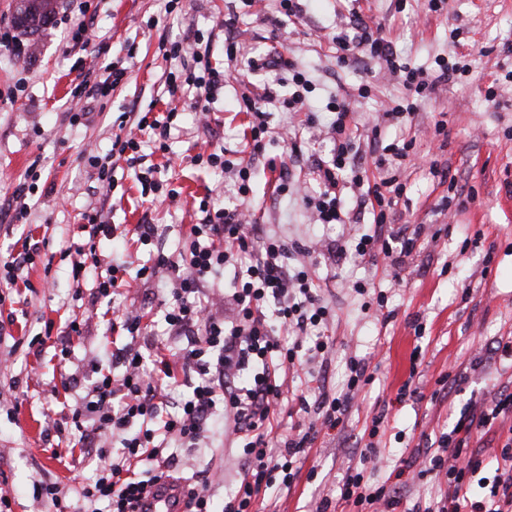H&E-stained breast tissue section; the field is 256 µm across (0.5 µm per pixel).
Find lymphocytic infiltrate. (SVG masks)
Segmentation results:
<instances>
[{"instance_id":"lymphocytic-infiltrate-1","label":"lymphocytic infiltrate","mask_w":512,"mask_h":512,"mask_svg":"<svg viewBox=\"0 0 512 512\" xmlns=\"http://www.w3.org/2000/svg\"><path fill=\"white\" fill-rule=\"evenodd\" d=\"M333 42L338 64H348L358 51L402 80L413 101L386 110L383 117L388 122L412 114L414 100L427 97L440 81L467 71L466 66H451L441 59L436 71L424 73L398 59L379 30L359 17L353 21L352 34L334 36ZM163 47L165 60L176 65L166 79L168 95L188 94L198 103L213 100L224 86V73L213 66L208 53L188 51L179 41L164 42ZM282 64V58L272 57L252 61L251 67ZM287 67L293 91L286 105L305 114L288 132L289 139L295 141L315 125L316 117L304 110L309 79L296 64ZM273 99L268 88L241 97V110L253 118L247 143L249 160L225 159L220 147L206 157L208 165L234 173L243 197L250 189L251 160L265 151L268 125L264 107ZM326 108L332 115L327 133L333 147L314 167L316 187L302 195L306 210L315 223L325 225L345 223L348 201L370 209L372 229L337 240V260L354 256L374 261L410 255L425 229L417 227L409 237L385 233L384 226L391 222L406 185L396 175L386 174L384 168L388 160L407 159L412 141L402 139L383 147L375 160L378 176H368L359 162L361 135L353 106L333 97ZM136 128V133L115 136L105 156L90 157L103 188H113V169L123 161L134 168L142 196L165 192L176 197V190H164L162 183L154 180L152 170L136 167L138 133L151 131L158 144H166L171 137V117L142 114ZM198 210L202 218L190 230L187 254L177 260L157 251L152 265L139 271L144 279L163 273L170 280L164 320L180 347L171 354L155 349L143 357L126 347L117 349L112 357L125 368L118 378L100 362L91 363L93 379L83 395L71 402L69 418L81 447L96 448L101 458L107 455L109 439L121 435L124 458L102 467L75 501L58 484L34 482V500L46 503L52 512H100L102 502L107 512H136L138 500L161 478L172 474L170 461L163 456L168 441L196 445L219 408L231 414V434L243 456L239 479L224 499L223 512H252L261 494L291 488L320 430L344 427L353 400L370 381L366 359L354 357L339 394L314 389L318 377L312 366L324 363L334 346L333 337L327 334L334 313L301 260L305 248L251 226L243 205L226 207L206 197ZM229 265L235 274L224 287V302L233 309L228 320L216 302L207 300L206 290L212 278ZM192 372L197 381L191 396L174 413L161 415L164 392L176 374ZM288 397L308 414L309 422L281 437L277 434V408ZM383 422V416L373 417L371 442L361 451L358 467L343 477L340 498L356 507H371L372 512H395L401 491L408 485L406 467L396 470L397 488L363 485L366 466L377 458L374 439ZM435 443L437 449L429 454L422 472L444 476L448 493L424 512H512V377L485 397L467 402L451 429L440 433Z\"/></svg>"}]
</instances>
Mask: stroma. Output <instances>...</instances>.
Listing matches in <instances>:
<instances>
[{
    "instance_id": "stroma-1",
    "label": "stroma",
    "mask_w": 512,
    "mask_h": 512,
    "mask_svg": "<svg viewBox=\"0 0 512 512\" xmlns=\"http://www.w3.org/2000/svg\"><path fill=\"white\" fill-rule=\"evenodd\" d=\"M299 19L288 21L278 0H188L183 8L169 10L168 0H92V18L83 40L72 32L78 19L69 0H58L57 20L46 32H18L24 57L0 52V261L10 251L21 250L25 238L48 239L53 255L51 269L35 265L29 284L5 289L0 312L16 314L0 337V394L17 403L16 414L0 411V492L11 499L12 512H45L35 502L32 483H58L69 498H76L82 484L92 482L96 461H79L72 454L74 437L65 425L63 394L54 393L60 373L84 376L91 357L106 347L146 351L151 346H171L161 312L166 297L162 281L143 280L139 269L150 264L154 246L138 243L137 224L161 225L167 253L179 251L193 224L198 223L199 201L212 196L229 202L235 194L233 173L197 162L203 142L231 151L244 150V130L249 115L239 101L247 83H275L279 102L269 105L270 132L265 153L252 162L248 205L255 223L288 239L311 246L312 270L336 316L329 327L333 350L320 371L329 393L339 392L349 357L377 352L373 381L353 405L343 432L322 431L309 449L305 474L291 489L258 502V512H307L311 502L329 499L334 512H342L338 483L359 462V439L378 412H386L382 443L392 462L367 469L372 484L387 482L393 462L424 457L425 440L452 425L447 403L433 400L439 380L450 373H465L456 395L457 405L492 391L495 369L473 371L469 363L501 336L512 334V0H444L441 10L424 9L423 0H301ZM370 25L381 27L393 50L412 65L429 70L436 57L465 54L468 75L439 83L429 97L419 100L410 119L382 124L381 115L407 92L397 79L361 59L340 67L333 36L349 32L353 13ZM233 27H223L227 18ZM210 37L211 60L226 71L224 88L209 106V123L201 125L188 98L170 100L165 78L170 64L159 50L160 39L194 41L197 34ZM243 50L227 60L226 42ZM135 58H128V45ZM278 48L285 58L304 69L311 81L308 101L318 114V124L303 134L302 154L289 168V183L313 185V168L326 158L331 143L325 134L329 97L358 99L359 85L371 87L358 108L366 127L382 124L386 141L411 138L414 151L401 167L407 197L396 207L392 231L412 234L421 224L439 229L437 240L421 238L403 259L404 282L393 279L387 261L350 258L331 267L328 248L341 238L343 225L312 223L300 196L274 190L268 159H288L291 146L278 132L294 121V113L281 105L292 91L288 71L251 75L249 58ZM128 64V81L107 103L88 100V121L70 126L65 118L70 92L84 75H98L104 61ZM498 82L496 98H488L491 82ZM174 111V130L168 151L151 142L141 148L143 166L154 167V177L178 192L173 200L145 202L141 186L125 162L112 172L116 187L105 193L93 176L87 159L106 155L121 126L134 129L137 113ZM446 121L448 142L434 135L438 121ZM40 161L54 191L31 209L23 231L6 233L12 195L26 178L33 161ZM438 164L449 171L457 187L473 191L465 211L452 214L444 202L447 184L434 178L429 168ZM102 209L111 234L100 238L96 254L101 261L125 267L128 285L113 300L116 308L143 309L145 326L139 336L113 337L101 306L91 305L88 281L74 280L71 258L62 246L80 241L81 215ZM55 281L53 290L42 286L44 276ZM364 281L386 291L390 321L376 309H363L362 296L352 290ZM83 321L81 337L63 334L69 317ZM54 329L43 344L31 339L43 332L45 322ZM69 355H61L62 347ZM412 396L397 401L402 385ZM222 417L208 424L206 439L193 448H172L174 469L195 477L206 487L214 508L235 486L242 465V451L225 440Z\"/></svg>"
}]
</instances>
